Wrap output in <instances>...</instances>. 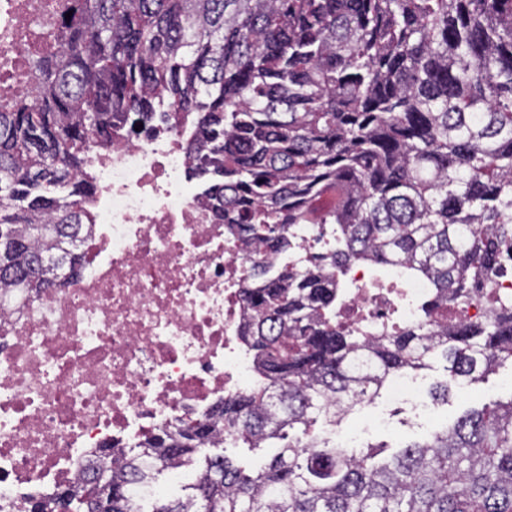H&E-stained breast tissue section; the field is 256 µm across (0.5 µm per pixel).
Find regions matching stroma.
Here are the masks:
<instances>
[{
  "mask_svg": "<svg viewBox=\"0 0 512 512\" xmlns=\"http://www.w3.org/2000/svg\"><path fill=\"white\" fill-rule=\"evenodd\" d=\"M443 378L441 366L420 372L414 378L418 402H395L381 396L370 408L356 412L343 422V430L359 434L362 442H388L399 447L422 441L440 425L451 424L468 411L496 400L512 399V366L504 365L471 387L451 391L447 402L433 401L430 390Z\"/></svg>",
  "mask_w": 512,
  "mask_h": 512,
  "instance_id": "stroma-1",
  "label": "stroma"
}]
</instances>
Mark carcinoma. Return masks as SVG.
Here are the masks:
<instances>
[{
  "mask_svg": "<svg viewBox=\"0 0 512 512\" xmlns=\"http://www.w3.org/2000/svg\"><path fill=\"white\" fill-rule=\"evenodd\" d=\"M36 103L0 111V286H61L92 230L93 145L132 113L176 129L208 205L269 252L291 224L336 225L299 271L248 276L242 340L261 384L206 421L97 467L69 512H142L133 488L194 462L209 438L288 440L247 470L214 456L149 512H512V399L380 459L311 435L400 375L444 361L450 383L512 361V302L448 324V305L502 270L512 238V0H75L60 54L35 62ZM355 263L432 288L421 322L362 336L336 321Z\"/></svg>",
  "mask_w": 512,
  "mask_h": 512,
  "instance_id": "1",
  "label": "carcinoma"
}]
</instances>
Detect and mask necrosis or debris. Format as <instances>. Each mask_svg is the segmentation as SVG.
I'll return each instance as SVG.
<instances>
[{"label": "necrosis or debris", "mask_w": 512, "mask_h": 512, "mask_svg": "<svg viewBox=\"0 0 512 512\" xmlns=\"http://www.w3.org/2000/svg\"><path fill=\"white\" fill-rule=\"evenodd\" d=\"M75 0H0V106L38 100L32 66L55 55ZM191 124L153 120L93 149V230L79 273L64 286L0 308V512L84 482L102 462L149 436L210 417L225 397L259 381L240 332L247 271L262 250L215 223L206 185L189 175ZM271 272L302 268L336 244L332 225L295 224ZM337 321L376 336L418 322L425 280L368 287L365 266ZM512 300V278L448 308L449 322L481 320Z\"/></svg>", "instance_id": "1"}]
</instances>
